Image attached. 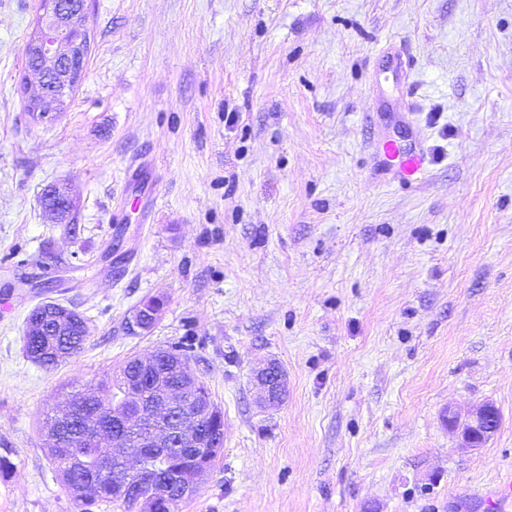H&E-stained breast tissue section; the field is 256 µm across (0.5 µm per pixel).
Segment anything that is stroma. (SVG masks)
Wrapping results in <instances>:
<instances>
[{
  "label": "stroma",
  "instance_id": "stroma-1",
  "mask_svg": "<svg viewBox=\"0 0 512 512\" xmlns=\"http://www.w3.org/2000/svg\"><path fill=\"white\" fill-rule=\"evenodd\" d=\"M39 2L0 0V512H75L47 414L171 346L224 412L182 512H483L512 470V0H89L47 122L17 91ZM390 138L434 154L424 183L384 184ZM52 183L77 233L43 213ZM46 299L91 326L49 369L23 350ZM269 360L287 396L264 409ZM485 401L497 433L457 448L449 408ZM410 70V59L403 50L383 57L381 71L383 73H389L393 79H396L400 84L408 77ZM279 366L273 361L267 362L254 373V388L260 405L275 406L281 402L282 378L279 374Z\"/></svg>",
  "mask_w": 512,
  "mask_h": 512
}]
</instances>
